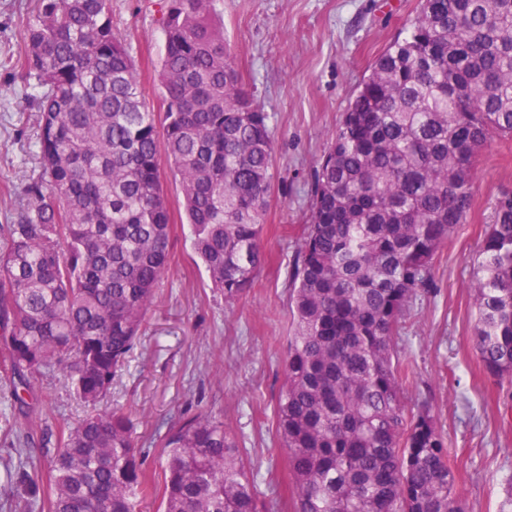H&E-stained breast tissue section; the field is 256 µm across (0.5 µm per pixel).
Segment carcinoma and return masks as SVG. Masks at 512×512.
Wrapping results in <instances>:
<instances>
[{
	"label": "carcinoma",
	"instance_id": "cac0c4a2",
	"mask_svg": "<svg viewBox=\"0 0 512 512\" xmlns=\"http://www.w3.org/2000/svg\"><path fill=\"white\" fill-rule=\"evenodd\" d=\"M211 0H166L163 111L112 26L110 0H39L16 62L38 89L41 173L0 224V354L12 397L61 369L91 409L45 449L48 477L6 472L29 512H260L224 417L173 424L149 474L133 422L99 410L139 338L169 265L164 165L180 176L193 250L233 300L253 288L276 138L248 91ZM512 137V0H422L328 138L289 275L290 335L276 406L292 512H463L428 404L394 349L435 257L467 220L482 153ZM474 340L512 377V193L474 264Z\"/></svg>",
	"mask_w": 512,
	"mask_h": 512
}]
</instances>
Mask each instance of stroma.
<instances>
[{"label": "stroma", "instance_id": "1", "mask_svg": "<svg viewBox=\"0 0 512 512\" xmlns=\"http://www.w3.org/2000/svg\"><path fill=\"white\" fill-rule=\"evenodd\" d=\"M160 0H110L113 26L135 61L146 104L161 111L157 71L163 53ZM421 0H213L224 42L276 133L264 263L253 288L230 302L212 288L195 256L182 212H175L168 272L109 405L126 411L144 450L161 469L159 441L198 412L224 424L253 462L262 501L290 505L294 486L275 429L289 333L288 272L311 209L314 167L377 57L404 38ZM37 0H0V224L19 206L24 180L41 171L37 114L29 86L16 78L24 29ZM512 192V138L482 155L473 201L434 262V285L418 297L395 349L409 360L410 403L428 402L448 442L464 512H512V381L483 369L472 336L474 262L495 202ZM10 374L0 368V470L18 461L19 436L40 462L63 423L83 415L61 371L39 377L27 407L12 410Z\"/></svg>", "mask_w": 512, "mask_h": 512}]
</instances>
